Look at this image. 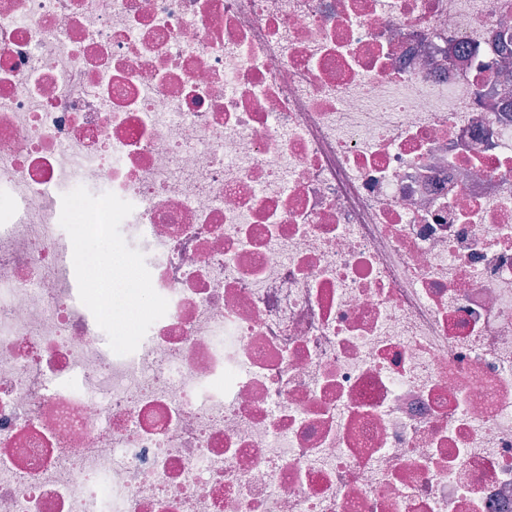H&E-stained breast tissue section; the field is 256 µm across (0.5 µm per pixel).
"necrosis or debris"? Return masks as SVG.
<instances>
[{"mask_svg": "<svg viewBox=\"0 0 512 512\" xmlns=\"http://www.w3.org/2000/svg\"><path fill=\"white\" fill-rule=\"evenodd\" d=\"M0 512H512V0H0Z\"/></svg>", "mask_w": 512, "mask_h": 512, "instance_id": "obj_1", "label": "necrosis or debris"}]
</instances>
